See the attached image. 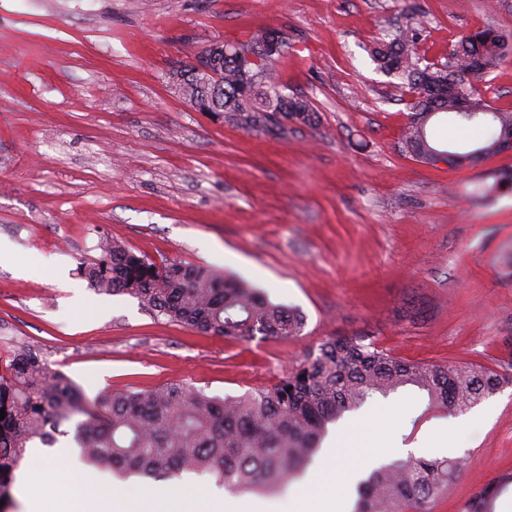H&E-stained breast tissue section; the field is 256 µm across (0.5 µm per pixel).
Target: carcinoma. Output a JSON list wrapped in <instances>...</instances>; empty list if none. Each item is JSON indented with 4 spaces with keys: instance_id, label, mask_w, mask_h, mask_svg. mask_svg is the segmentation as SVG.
<instances>
[{
    "instance_id": "carcinoma-1",
    "label": "carcinoma",
    "mask_w": 512,
    "mask_h": 512,
    "mask_svg": "<svg viewBox=\"0 0 512 512\" xmlns=\"http://www.w3.org/2000/svg\"><path fill=\"white\" fill-rule=\"evenodd\" d=\"M485 46L484 69L490 71L512 52L499 34ZM418 33L407 25L369 51L376 69L401 80L410 92L439 86L448 69L470 88L469 48L461 38L448 62L419 65ZM286 38L279 29H262L245 41L224 47L214 43L205 64L221 82H204L195 68L174 69L169 80L199 112L224 114L237 127L284 134L288 126L312 125L318 113L303 97L283 93L274 63ZM259 50L260 60L244 70L237 64L241 50ZM429 101L410 102V121L402 151L417 161L446 162L462 167L504 151L512 136V112L494 111L468 119L442 103V114L462 127L483 128L486 137L474 151L452 152L435 146L437 112ZM100 257L81 266L88 285L105 294H128L150 311L203 333L249 342L256 336L288 338L303 329V317L274 304L257 289L230 276L194 266H158L125 245L108 238ZM505 374L476 364H425L386 353L365 337L330 339L318 345L288 375L269 388L224 398L210 396L184 383L118 392L89 402L65 375L51 371L39 352L26 349L0 366V512L10 506L15 472L30 442L47 446L67 435L61 426L75 417L74 440L89 465H106L122 476L171 479L184 473L211 474L233 490L285 485L311 461L329 424L358 409L375 394L386 395L407 385L426 392L429 407L462 413L494 394ZM459 460L409 457L372 470L357 486L355 512H434L448 498ZM512 475L485 485L466 501L461 512H494Z\"/></svg>"
}]
</instances>
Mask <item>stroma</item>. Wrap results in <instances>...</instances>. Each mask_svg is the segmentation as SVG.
Returning <instances> with one entry per match:
<instances>
[{
	"label": "stroma",
	"mask_w": 512,
	"mask_h": 512,
	"mask_svg": "<svg viewBox=\"0 0 512 512\" xmlns=\"http://www.w3.org/2000/svg\"><path fill=\"white\" fill-rule=\"evenodd\" d=\"M422 60L445 62L461 36L512 37V0H0V359L39 350L87 400L185 383L235 396L274 385L329 338L365 335L392 355L489 368L512 353V190L482 197L512 150L465 167L401 150L410 97L376 71L374 41L403 25ZM274 27L286 93L315 125L283 136L196 111L168 80L208 45ZM512 111V55L477 83ZM109 237L151 261L203 266L300 311V335L239 342L158 316L129 295L97 293L78 274ZM395 415L415 457L461 460L436 512H459L512 473V383L466 411L462 448H432L456 415L414 386L369 398ZM63 484L80 473L69 432ZM143 493L195 489L234 500L214 476L133 477Z\"/></svg>",
	"instance_id": "1"
}]
</instances>
